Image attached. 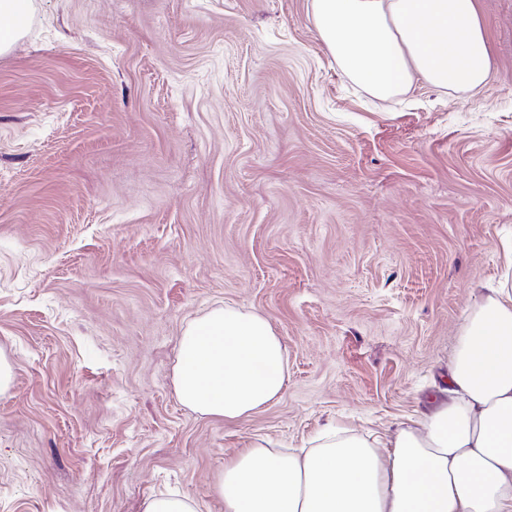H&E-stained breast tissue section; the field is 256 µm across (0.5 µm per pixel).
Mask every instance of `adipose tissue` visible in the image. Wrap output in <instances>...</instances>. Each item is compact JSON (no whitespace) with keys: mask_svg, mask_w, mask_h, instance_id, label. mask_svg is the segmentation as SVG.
I'll list each match as a JSON object with an SVG mask.
<instances>
[{"mask_svg":"<svg viewBox=\"0 0 512 512\" xmlns=\"http://www.w3.org/2000/svg\"><path fill=\"white\" fill-rule=\"evenodd\" d=\"M337 69L370 98H406L416 82L462 96L491 71L478 0H308ZM287 353L270 322L227 305L190 320L178 343V401L232 421L283 390ZM389 452L359 432L324 429L305 452L254 442L214 490L224 512H512V282L467 308L448 400L398 426Z\"/></svg>","mask_w":512,"mask_h":512,"instance_id":"obj_1","label":"adipose tissue"}]
</instances>
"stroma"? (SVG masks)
Masks as SVG:
<instances>
[{
  "label": "stroma",
  "mask_w": 512,
  "mask_h": 512,
  "mask_svg": "<svg viewBox=\"0 0 512 512\" xmlns=\"http://www.w3.org/2000/svg\"><path fill=\"white\" fill-rule=\"evenodd\" d=\"M472 97L373 104L307 0H32L0 53V512H224V464L447 401L465 309L512 241V0H479ZM265 316L275 401H177L186 321ZM202 507L191 497L176 493H161L146 499L142 512H201Z\"/></svg>",
  "instance_id": "1"
}]
</instances>
